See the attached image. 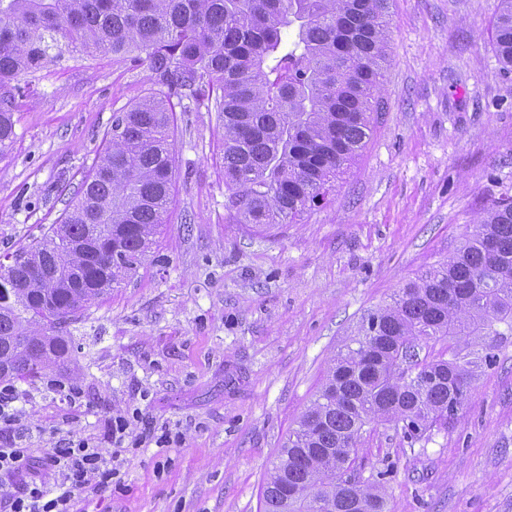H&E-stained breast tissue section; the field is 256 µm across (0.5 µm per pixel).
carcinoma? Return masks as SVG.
<instances>
[{
    "mask_svg": "<svg viewBox=\"0 0 512 512\" xmlns=\"http://www.w3.org/2000/svg\"><path fill=\"white\" fill-rule=\"evenodd\" d=\"M390 0H0V151L14 136L18 78L64 52L147 63L157 86L112 118L76 200L0 275V382L63 364V324L133 278L169 223L171 100L218 113L224 202L232 224L267 228L326 202L359 156L378 111ZM494 49L512 70V0H496ZM512 335V197L492 202L448 259L369 313L333 359L311 405L278 450L261 512H385L362 480L358 446L376 420L420 440L446 428L494 357L456 344L401 367L442 338Z\"/></svg>",
    "mask_w": 512,
    "mask_h": 512,
    "instance_id": "obj_1",
    "label": "carcinoma"
}]
</instances>
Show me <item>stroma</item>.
Masks as SVG:
<instances>
[{
	"label": "stroma",
	"instance_id": "1",
	"mask_svg": "<svg viewBox=\"0 0 512 512\" xmlns=\"http://www.w3.org/2000/svg\"><path fill=\"white\" fill-rule=\"evenodd\" d=\"M390 11L366 145L297 223H226L224 130L194 100L177 105L169 224L135 277L70 324L69 361L17 385L25 446L77 435L123 474L79 512H259L279 448L363 316L512 196V72L493 48L495 0H391ZM152 83L147 64L79 53L29 79L0 152V256L60 220L113 113ZM494 354L448 428L411 444L395 423L368 427L362 476L380 478L388 512H512V336ZM118 416L129 427L117 443ZM148 430L169 443L141 442Z\"/></svg>",
	"mask_w": 512,
	"mask_h": 512
}]
</instances>
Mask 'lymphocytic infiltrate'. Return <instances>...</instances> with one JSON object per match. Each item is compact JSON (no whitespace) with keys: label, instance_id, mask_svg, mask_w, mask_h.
Returning <instances> with one entry per match:
<instances>
[{"label":"lymphocytic infiltrate","instance_id":"f902f5d3","mask_svg":"<svg viewBox=\"0 0 512 512\" xmlns=\"http://www.w3.org/2000/svg\"><path fill=\"white\" fill-rule=\"evenodd\" d=\"M119 478L109 450L85 438L43 455L0 443V512H74L78 497L111 490Z\"/></svg>","mask_w":512,"mask_h":512}]
</instances>
